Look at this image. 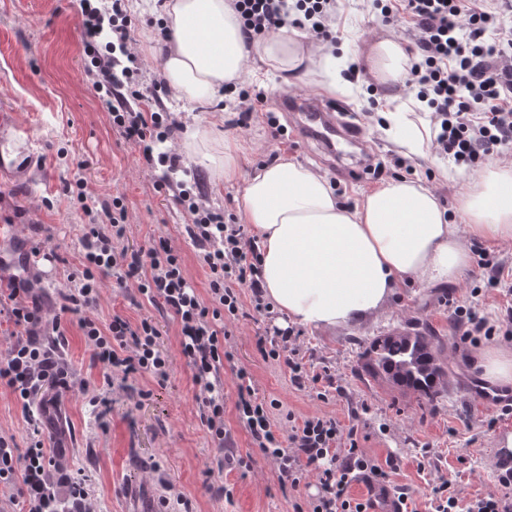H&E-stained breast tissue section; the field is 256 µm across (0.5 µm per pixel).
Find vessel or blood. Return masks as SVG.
<instances>
[{"label": "vessel or blood", "mask_w": 512, "mask_h": 512, "mask_svg": "<svg viewBox=\"0 0 512 512\" xmlns=\"http://www.w3.org/2000/svg\"><path fill=\"white\" fill-rule=\"evenodd\" d=\"M277 110L288 113L297 139L316 142L327 150L341 144L363 143L360 125L344 114L340 105L315 98L283 94L275 102ZM34 135L13 113H0V181L27 184L39 173L42 160L32 146Z\"/></svg>", "instance_id": "obj_1"}]
</instances>
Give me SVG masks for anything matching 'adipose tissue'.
Here are the masks:
<instances>
[{
	"mask_svg": "<svg viewBox=\"0 0 512 512\" xmlns=\"http://www.w3.org/2000/svg\"><path fill=\"white\" fill-rule=\"evenodd\" d=\"M171 31L162 72L172 96L208 104L221 86L243 83L262 62L289 78L314 70L326 91L341 87L339 63L304 34L284 27L247 40L231 0H164ZM409 55L404 41L382 36L366 63L381 89L385 133L404 155L421 156L431 139L402 100ZM175 149L191 159H217L215 180L236 187L240 223L261 243L264 294L290 321L326 330L359 324L379 312L406 282L454 281L470 264L468 242L512 241V165L489 164L447 213L420 182L397 179L342 206L324 176L294 157L242 173L240 147L210 128L186 127Z\"/></svg>",
	"mask_w": 512,
	"mask_h": 512,
	"instance_id": "1",
	"label": "adipose tissue"
}]
</instances>
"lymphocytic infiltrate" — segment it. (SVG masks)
<instances>
[{
  "mask_svg": "<svg viewBox=\"0 0 512 512\" xmlns=\"http://www.w3.org/2000/svg\"><path fill=\"white\" fill-rule=\"evenodd\" d=\"M125 2L111 0L110 6L100 7L93 0H80L82 40L93 65L94 87L108 99L113 127L139 148L147 166L160 163L176 171L181 167L177 154L158 155L153 150L154 142L166 140L176 128V120L169 113L137 111L129 104L142 96L143 67L137 61L125 65L116 55L130 39ZM233 7L251 36L291 25L316 41L333 38L336 0H295L289 9L281 0H233ZM373 7L384 24H395L402 14L412 23L409 83L430 110L434 149L474 169L512 146V0H373ZM177 200L192 216L187 234L203 251L211 303H204L188 282L181 256L165 238L150 240L142 252L115 250L114 241L126 233L125 211L120 208L109 223L94 219L83 225L79 284L63 294L61 311L75 316L92 360L105 376L118 370L126 376L148 374L166 382L170 359L152 320L144 318L134 325L116 315L103 325L88 315L97 304L99 278L112 275L121 284L136 280L141 295L176 319L180 352L192 366L200 391V421L220 443L224 440L220 368L225 356V329L220 322L237 317L243 286L251 291L255 311L265 313L259 253L243 225L226 219L223 212L198 204L184 188ZM35 286V280L27 278L9 283L11 319L22 336L0 364V387L24 402L41 383L68 384L66 371L51 364L38 338L42 316ZM237 378L239 419L259 450L276 464L280 485L299 490L308 470H318L317 492L309 499L311 512H374L381 500L392 503L394 512H417L412 495L390 488L386 471L359 447L355 428L312 415L292 426L288 435H280L266 403L246 384L245 373ZM53 464L40 427H32L29 445L22 450L0 436V487L21 499L25 512H57L60 486L66 488L73 507H80L85 499L82 475H64L55 484L49 481ZM356 481L371 488V498L349 497L348 489ZM430 506L432 512H512V498L490 494L464 502L455 486L443 481L433 488Z\"/></svg>",
  "mask_w": 512,
  "mask_h": 512,
  "instance_id": "lymphocytic-infiltrate-1",
  "label": "lymphocytic infiltrate"
}]
</instances>
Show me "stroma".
Wrapping results in <instances>:
<instances>
[{"instance_id":"stroma-1","label":"stroma","mask_w":512,"mask_h":512,"mask_svg":"<svg viewBox=\"0 0 512 512\" xmlns=\"http://www.w3.org/2000/svg\"><path fill=\"white\" fill-rule=\"evenodd\" d=\"M127 10L132 45L147 65L146 86L157 87L160 105L183 124L212 121L225 139L240 143L243 172L285 153L325 174L343 205L353 206L362 191L376 187L371 177L347 179L296 138L283 143L271 139L267 113L273 98L282 93L324 98L318 75L288 84L279 71L256 63L245 88L263 90L267 99L247 127H239L236 108L203 107L170 97L163 87L167 39L160 33L159 19L145 0H129ZM81 20L79 0H0V109L12 110L33 129L44 162L30 185L0 184V225L35 245L56 249V260L40 261L34 269L42 278L40 305L48 323L60 316V294L69 287L70 274L81 268L82 225L91 215H105L116 198L125 208L127 224L116 249L137 251L151 239L165 238L181 255L185 277L201 297L209 295L201 252L185 231L190 217L176 203L175 187L166 185L162 169L148 168L138 147L113 128L93 87ZM337 23L338 56L387 32L405 37L408 28L403 20L391 28L377 22L369 0H341ZM371 84L367 75H358L349 93L335 99L361 124L372 159L387 164L385 180L420 181L442 207L454 210L474 171L434 152L400 158L379 130L377 113L367 110ZM76 182L81 185L77 193L69 189ZM98 288L91 318L104 324L115 315L134 324L153 319L171 359L168 380L160 384L148 375L125 379L117 373L104 381L77 324L70 323L65 345L55 346L51 335L45 339L68 367V387H43L31 415L9 390L0 388V436L26 447L31 420H40L44 443L56 460L55 473L88 478L83 512H133L136 500L149 512H182L186 507L191 512H294L305 503L304 492L279 486L273 461L256 448L239 420L241 371L247 372L256 397L280 401L272 413L279 430L290 429L294 417L325 415L343 427L357 428L360 447L377 462L396 459L388 479L408 489L418 512H430L431 490L444 479L467 500L502 494L495 441L499 433L512 431V411L484 401L490 385L472 370L467 357L489 347L512 350V335L464 338L458 310H474L495 324L512 308V298L500 289L482 287L477 264L450 283L404 285L384 311L364 324L333 330L294 327L287 341L273 337L274 328L292 327L287 316L275 309L257 314L250 290L242 289L239 315L226 325L227 356L221 372L226 440L221 445L199 419V388L180 352L173 317L140 295L135 283L121 285L108 276L99 280ZM407 322L429 325L441 337L443 349L461 352L457 358L443 356L447 391L435 399L375 379L365 367L371 341ZM264 339L273 340L276 356L263 355L259 343ZM294 361L304 371L300 388L293 382ZM101 396L110 403L103 418L93 404ZM224 453L243 458V466L211 472L212 462Z\"/></svg>"}]
</instances>
